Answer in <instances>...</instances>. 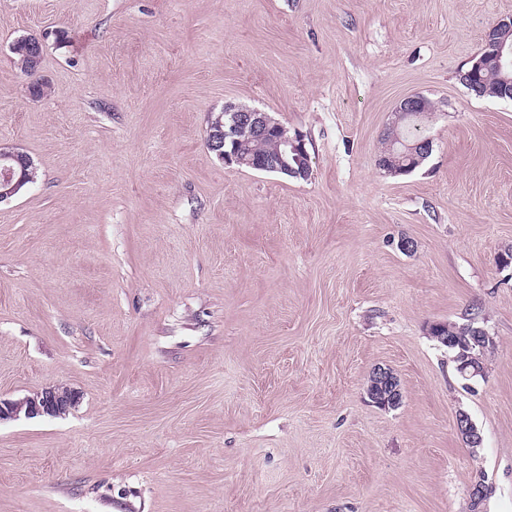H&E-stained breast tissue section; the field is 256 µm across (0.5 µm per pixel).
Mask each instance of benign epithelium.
<instances>
[{"mask_svg": "<svg viewBox=\"0 0 512 512\" xmlns=\"http://www.w3.org/2000/svg\"><path fill=\"white\" fill-rule=\"evenodd\" d=\"M512 32V18L500 19L487 31L486 38L492 42L498 63L501 81L500 98L512 102V77L508 71L512 68V43L507 36ZM27 50L18 65L29 76L38 73L42 60L43 44L37 39L22 38ZM431 111L428 98L415 94L403 98L395 107L390 129L398 126L421 112ZM281 123L267 112H261L247 106H226L210 124L207 139L208 148L219 159L228 164H247L256 170L278 171L288 177L306 180L310 177V156L305 139L300 135L289 136L277 142L275 154L256 159L242 155L239 147L246 140H263L276 134ZM404 155L410 158L421 156L427 158L432 149L431 139L425 137L413 144L403 143ZM304 155L305 163L294 168L288 165V151ZM0 203L13 198L27 181V167L33 166L30 158L19 152L0 148ZM469 338L474 344L483 346L493 337L482 327L470 322L455 327V335L438 336L436 340L442 345L453 348L457 341ZM458 362L460 376L465 380L476 379L483 374L481 358L472 353V346L459 348L454 356ZM367 394L372 400H380L387 408L395 409L401 404L402 394L395 374L388 368L376 367L369 374ZM79 403V397L68 387L56 386L40 393L26 396L14 401H0V421L14 419L21 415L34 417L38 415L61 416L67 414ZM456 430L465 445L477 448L481 444V435L470 416L465 412L456 415Z\"/></svg>", "mask_w": 512, "mask_h": 512, "instance_id": "1", "label": "benign epithelium"}]
</instances>
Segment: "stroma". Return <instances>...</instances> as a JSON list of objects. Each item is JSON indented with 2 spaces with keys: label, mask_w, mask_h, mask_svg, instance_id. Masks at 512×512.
Listing matches in <instances>:
<instances>
[{
  "label": "stroma",
  "mask_w": 512,
  "mask_h": 512,
  "mask_svg": "<svg viewBox=\"0 0 512 512\" xmlns=\"http://www.w3.org/2000/svg\"><path fill=\"white\" fill-rule=\"evenodd\" d=\"M509 17L0 0V146L38 169L0 204V399L80 395L0 423V512H512V103L457 78ZM27 36L33 78L10 50ZM413 94L436 106L432 153L393 176L376 159ZM229 104L301 132L310 177L210 152ZM471 318L495 347L467 382L427 326ZM377 365L397 409L368 401ZM27 50L21 57L20 54H15L16 59L19 60L18 65L29 76H35L38 73L42 60L43 44L38 39H27V37L21 38ZM79 399L76 392L65 386H56L14 401L2 402L0 399V421L17 418L22 413L26 417L66 415L76 407ZM456 430L462 441L469 448H478L481 444V435L470 416L465 412L456 415Z\"/></svg>",
  "instance_id": "obj_1"
}]
</instances>
